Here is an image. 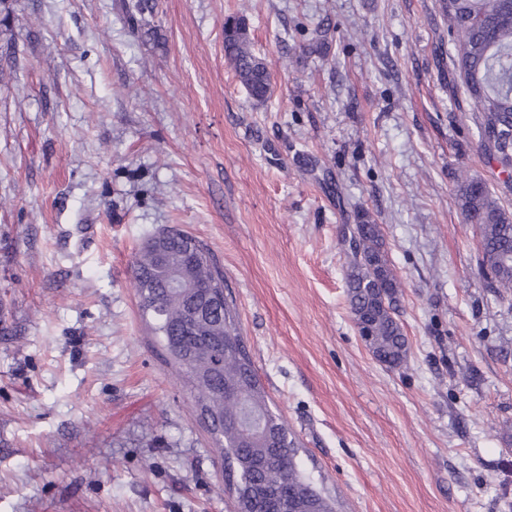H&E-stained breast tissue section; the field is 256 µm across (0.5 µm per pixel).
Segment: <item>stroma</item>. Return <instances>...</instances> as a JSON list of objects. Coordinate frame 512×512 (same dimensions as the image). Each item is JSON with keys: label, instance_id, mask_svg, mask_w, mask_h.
<instances>
[{"label": "stroma", "instance_id": "35a3bbf8", "mask_svg": "<svg viewBox=\"0 0 512 512\" xmlns=\"http://www.w3.org/2000/svg\"><path fill=\"white\" fill-rule=\"evenodd\" d=\"M0 0V512H234L183 374L139 313L146 239L182 229L301 466L338 512H512V296L454 174L478 146L438 0ZM245 16L273 94L224 62ZM330 32L319 33L323 19ZM375 214L403 282V369L346 296Z\"/></svg>", "mask_w": 512, "mask_h": 512}]
</instances>
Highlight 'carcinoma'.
Returning <instances> with one entry per match:
<instances>
[{
	"label": "carcinoma",
	"instance_id": "obj_1",
	"mask_svg": "<svg viewBox=\"0 0 512 512\" xmlns=\"http://www.w3.org/2000/svg\"><path fill=\"white\" fill-rule=\"evenodd\" d=\"M448 17L453 67L473 105L479 147L504 173L512 172V0H439ZM224 60L236 83L257 104L272 79L242 16L224 21ZM462 215L476 225L479 264L491 287L512 295V214L482 178L457 175ZM163 251L143 245L133 256L138 307L168 363L181 369L196 404L219 423L215 441L224 482L236 489L237 512H337L336 501L297 460L298 445L268 405L229 302L205 324L186 326L189 310L219 292L224 275L210 251L179 229L161 231ZM347 258V299L353 321L374 358L399 369L408 341L396 317L402 282L385 250L382 225L364 211L341 236ZM187 287L173 290V274Z\"/></svg>",
	"mask_w": 512,
	"mask_h": 512
}]
</instances>
